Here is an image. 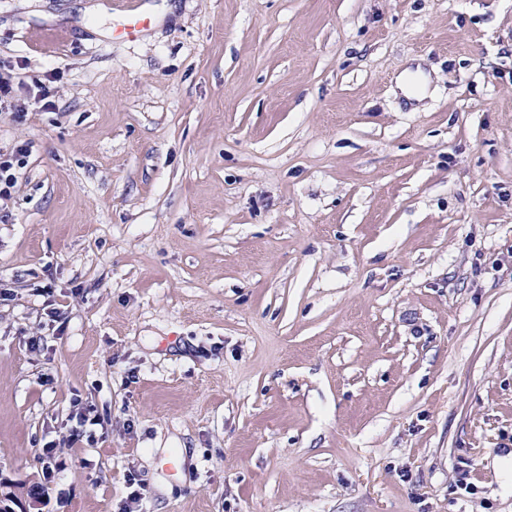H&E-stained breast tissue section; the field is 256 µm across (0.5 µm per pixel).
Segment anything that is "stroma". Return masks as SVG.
Returning <instances> with one entry per match:
<instances>
[{
  "instance_id": "stroma-1",
  "label": "stroma",
  "mask_w": 512,
  "mask_h": 512,
  "mask_svg": "<svg viewBox=\"0 0 512 512\" xmlns=\"http://www.w3.org/2000/svg\"><path fill=\"white\" fill-rule=\"evenodd\" d=\"M141 8L129 41L111 0H0L19 97L59 75L56 109H0L31 146L0 201V485L512 512V0ZM93 412L94 410H92L91 408H86L81 409L76 414H73L71 416V419H73L74 417L77 419V423L79 424L80 427L77 428L76 426L75 428H71L70 437L73 442L80 441L84 437H86L87 442H90L94 439V434L92 431H86L82 429L84 426L87 425V423L91 426L100 425L98 416L96 414L92 416Z\"/></svg>"
}]
</instances>
